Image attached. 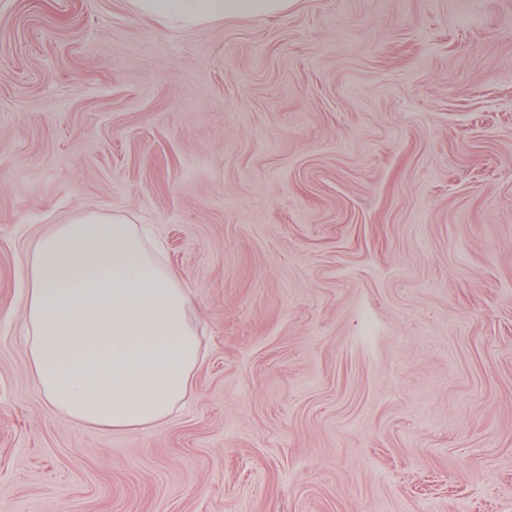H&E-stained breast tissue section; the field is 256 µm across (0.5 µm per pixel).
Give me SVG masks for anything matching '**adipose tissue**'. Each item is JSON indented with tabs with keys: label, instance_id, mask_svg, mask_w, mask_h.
Here are the masks:
<instances>
[{
	"label": "adipose tissue",
	"instance_id": "obj_1",
	"mask_svg": "<svg viewBox=\"0 0 512 512\" xmlns=\"http://www.w3.org/2000/svg\"><path fill=\"white\" fill-rule=\"evenodd\" d=\"M292 0H128L135 14L202 23L283 12ZM25 300L41 396L104 429L152 426L191 391L200 344L189 289L122 215L79 216L34 244Z\"/></svg>",
	"mask_w": 512,
	"mask_h": 512
}]
</instances>
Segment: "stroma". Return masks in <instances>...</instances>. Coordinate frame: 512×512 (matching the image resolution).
Returning <instances> with one entry per match:
<instances>
[{"mask_svg":"<svg viewBox=\"0 0 512 512\" xmlns=\"http://www.w3.org/2000/svg\"><path fill=\"white\" fill-rule=\"evenodd\" d=\"M91 212L191 288L151 428L31 371L33 244ZM0 512H512V0H0ZM135 14L159 20L202 23L237 16H266L288 9L292 0H127Z\"/></svg>","mask_w":512,"mask_h":512,"instance_id":"obj_1","label":"stroma"}]
</instances>
